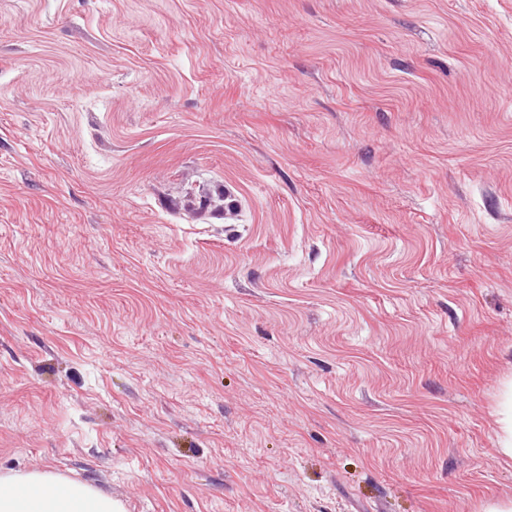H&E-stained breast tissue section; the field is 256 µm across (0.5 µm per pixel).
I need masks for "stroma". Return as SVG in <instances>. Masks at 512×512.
I'll return each instance as SVG.
<instances>
[{
    "label": "stroma",
    "instance_id": "obj_1",
    "mask_svg": "<svg viewBox=\"0 0 512 512\" xmlns=\"http://www.w3.org/2000/svg\"><path fill=\"white\" fill-rule=\"evenodd\" d=\"M511 382L512 0H0V473L484 512Z\"/></svg>",
    "mask_w": 512,
    "mask_h": 512
}]
</instances>
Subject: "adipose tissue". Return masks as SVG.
Segmentation results:
<instances>
[{"mask_svg":"<svg viewBox=\"0 0 512 512\" xmlns=\"http://www.w3.org/2000/svg\"><path fill=\"white\" fill-rule=\"evenodd\" d=\"M0 512H120L111 495L45 471L0 474Z\"/></svg>","mask_w":512,"mask_h":512,"instance_id":"obj_1","label":"adipose tissue"}]
</instances>
